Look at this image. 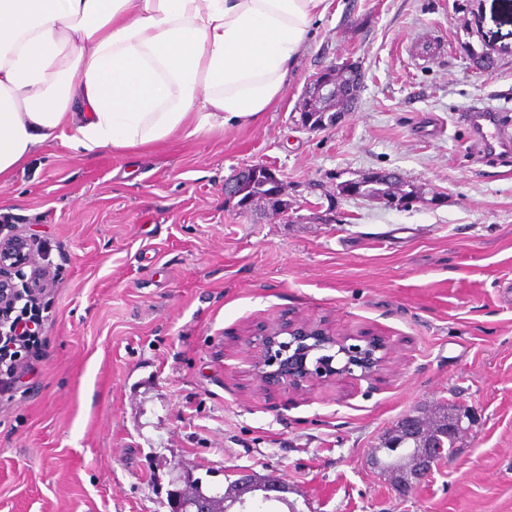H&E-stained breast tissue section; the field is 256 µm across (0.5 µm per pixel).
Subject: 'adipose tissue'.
Wrapping results in <instances>:
<instances>
[{"label": "adipose tissue", "mask_w": 512, "mask_h": 512, "mask_svg": "<svg viewBox=\"0 0 512 512\" xmlns=\"http://www.w3.org/2000/svg\"><path fill=\"white\" fill-rule=\"evenodd\" d=\"M332 0H0V183L58 141L93 155L258 120Z\"/></svg>", "instance_id": "ef3b65f1"}]
</instances>
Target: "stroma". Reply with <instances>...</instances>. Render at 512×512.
I'll return each instance as SVG.
<instances>
[{
    "mask_svg": "<svg viewBox=\"0 0 512 512\" xmlns=\"http://www.w3.org/2000/svg\"><path fill=\"white\" fill-rule=\"evenodd\" d=\"M347 61L351 112L302 128L307 83ZM477 108L512 114V0H334L259 121L36 151L0 186V225L37 235L56 283L30 372L0 393V512H169L185 478L210 493L246 472L288 486L263 512H512V153L481 156ZM253 164L286 215L225 195ZM372 171L421 202L339 195ZM288 319L383 338L387 367L262 391L247 338ZM443 403L475 425L399 495L370 452Z\"/></svg>",
    "mask_w": 512,
    "mask_h": 512,
    "instance_id": "35a3bbf8",
    "label": "stroma"
}]
</instances>
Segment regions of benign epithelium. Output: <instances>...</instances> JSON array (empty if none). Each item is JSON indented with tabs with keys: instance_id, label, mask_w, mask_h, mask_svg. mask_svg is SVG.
Instances as JSON below:
<instances>
[{
	"instance_id": "1",
	"label": "benign epithelium",
	"mask_w": 512,
	"mask_h": 512,
	"mask_svg": "<svg viewBox=\"0 0 512 512\" xmlns=\"http://www.w3.org/2000/svg\"><path fill=\"white\" fill-rule=\"evenodd\" d=\"M339 66L331 64L321 70L309 83L305 96L310 103H323L336 96V76ZM34 244L23 234L11 240L0 239V339L9 334L7 316L26 293L36 287L31 272L34 266ZM288 336V341L281 336ZM260 357L254 363L256 381L267 390L300 389L314 380H332L350 375L358 380L371 381L383 369L390 346L373 338L358 337L360 343H350L348 337H337L320 326L307 322L267 326L254 334ZM474 426L473 416L462 408L447 425L430 433L414 415L405 416L400 438H389L372 455V464L387 475L396 488L408 493L418 488L440 461L439 449L445 441L457 440ZM417 432L420 448L404 447L407 436L403 431ZM243 481L262 491V501L272 499L269 490L284 485L279 480H266L251 474ZM222 494L207 495L198 481L186 478L182 488L170 493L171 512H222Z\"/></svg>"
}]
</instances>
